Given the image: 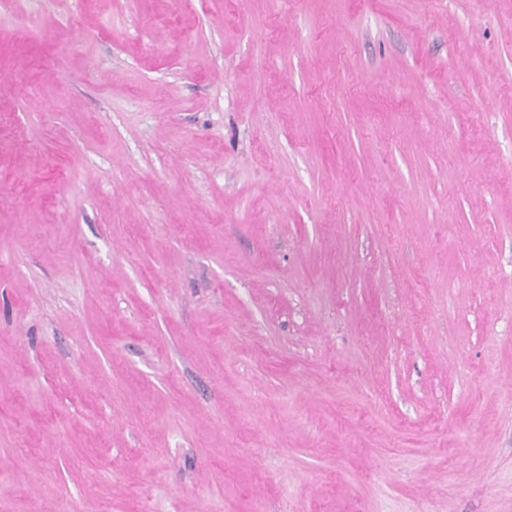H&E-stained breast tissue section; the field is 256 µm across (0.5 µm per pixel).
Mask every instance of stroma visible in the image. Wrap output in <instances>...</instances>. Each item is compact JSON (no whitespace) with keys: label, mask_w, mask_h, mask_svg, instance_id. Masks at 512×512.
<instances>
[{"label":"stroma","mask_w":512,"mask_h":512,"mask_svg":"<svg viewBox=\"0 0 512 512\" xmlns=\"http://www.w3.org/2000/svg\"><path fill=\"white\" fill-rule=\"evenodd\" d=\"M0 512H512V0H0Z\"/></svg>","instance_id":"1"}]
</instances>
